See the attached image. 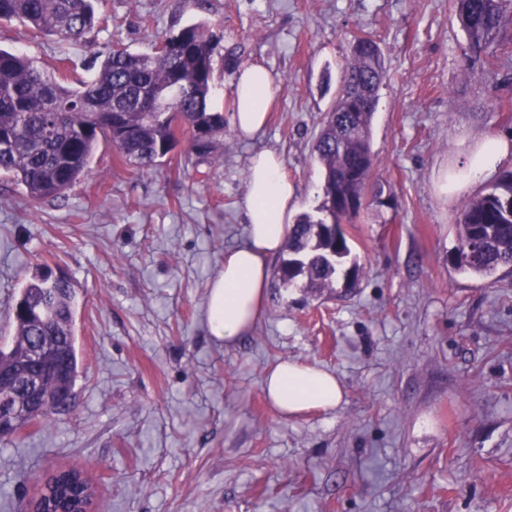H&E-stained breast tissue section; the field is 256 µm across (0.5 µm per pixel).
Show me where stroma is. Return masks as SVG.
Listing matches in <instances>:
<instances>
[{
  "label": "stroma",
  "instance_id": "1",
  "mask_svg": "<svg viewBox=\"0 0 512 512\" xmlns=\"http://www.w3.org/2000/svg\"><path fill=\"white\" fill-rule=\"evenodd\" d=\"M81 42L0 19V48L39 66L65 59L90 79L104 47L153 52L204 20L223 32L212 101L231 115L236 73L264 66L269 118L253 138L225 126L220 161L185 144L156 169L100 144L92 171L30 203L0 177V342L37 265L79 296L82 368L74 406L0 443V512L36 496L37 477L85 471L93 512H512V274L482 280L452 264L461 206L493 178L439 194L489 138L512 142V58L470 74L453 0H103ZM384 62L371 128L375 168L342 230L353 287L270 280L266 308L233 346L203 321L224 254L246 236L249 163L278 152L296 214L324 201L313 151L350 45ZM282 361L336 374V409L279 416L263 383Z\"/></svg>",
  "mask_w": 512,
  "mask_h": 512
}]
</instances>
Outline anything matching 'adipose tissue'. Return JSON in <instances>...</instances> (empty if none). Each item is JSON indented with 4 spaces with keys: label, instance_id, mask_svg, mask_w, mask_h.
Segmentation results:
<instances>
[{
    "label": "adipose tissue",
    "instance_id": "1",
    "mask_svg": "<svg viewBox=\"0 0 512 512\" xmlns=\"http://www.w3.org/2000/svg\"><path fill=\"white\" fill-rule=\"evenodd\" d=\"M272 98L273 80L265 67L255 64L239 71L232 114L238 137L252 138L264 127ZM295 194L277 152L264 150L251 158L243 202L246 241L225 254L222 269L209 284L205 321L217 342L237 343L259 320L269 286V260L288 236ZM264 392L285 416L332 410L343 399L336 375L291 361L279 363L268 373Z\"/></svg>",
    "mask_w": 512,
    "mask_h": 512
}]
</instances>
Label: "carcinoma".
Listing matches in <instances>:
<instances>
[{
  "mask_svg": "<svg viewBox=\"0 0 512 512\" xmlns=\"http://www.w3.org/2000/svg\"><path fill=\"white\" fill-rule=\"evenodd\" d=\"M100 0H0V19H16L40 32L80 40L100 22ZM456 13L467 39L468 69H484L485 59L512 45V0H455ZM223 35L206 21L184 26L161 43L169 47L137 54L112 49L100 59L94 77L72 88L67 75L39 68L27 56L0 48V175L21 186L32 203L56 198L90 169L99 142L112 144L119 157L143 169L162 163L171 151L174 124H181L187 150L198 156L214 153L224 134V115L211 106L215 57ZM373 81L368 105L350 109V85L364 77ZM383 76L381 54L365 58L352 52L342 90L325 114L315 143L324 177L325 217L302 215L288 232L289 258L276 275L283 284L299 288H332L337 268L350 256L344 235L334 225L352 218L336 212V195L365 197L375 167L371 149L374 99ZM453 263L469 276L495 278L512 272V170L503 172L487 193L466 202L459 219ZM48 299L59 309L51 322L55 335L68 347L71 382L80 373L75 345L77 294L72 281L53 276L43 266L30 278L18 300ZM12 348L0 352V367L8 369L27 359V345L43 335L38 319L13 316ZM61 413L52 401L0 437L20 445L23 430ZM95 490L83 472L61 469L43 480L34 499L39 512H85Z\"/></svg>",
  "mask_w": 512,
  "mask_h": 512,
  "instance_id": "cac0c4a2",
  "label": "carcinoma"
}]
</instances>
